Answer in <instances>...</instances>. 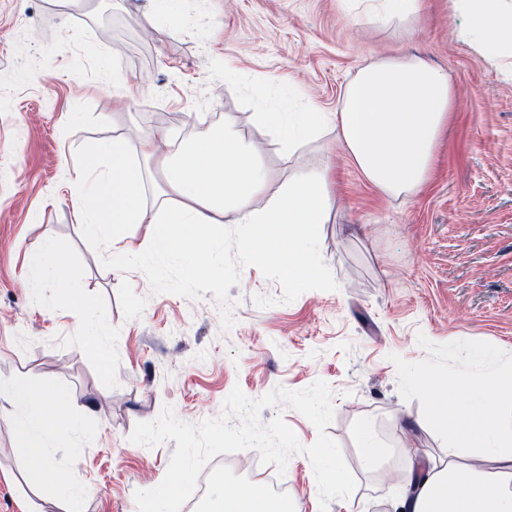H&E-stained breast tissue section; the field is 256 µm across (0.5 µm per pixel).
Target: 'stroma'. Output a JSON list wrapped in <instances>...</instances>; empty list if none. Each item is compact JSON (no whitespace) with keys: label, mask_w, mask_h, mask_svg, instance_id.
I'll list each match as a JSON object with an SVG mask.
<instances>
[{"label":"stroma","mask_w":512,"mask_h":512,"mask_svg":"<svg viewBox=\"0 0 512 512\" xmlns=\"http://www.w3.org/2000/svg\"><path fill=\"white\" fill-rule=\"evenodd\" d=\"M470 31L452 0H423L417 17L384 26L358 0H175L168 12L146 0H0V376H38L90 405L77 451H56L87 489V512H138L135 492L162 481L176 443H132L136 423L169 406L200 424L236 387L258 399L329 385L327 433L357 486L328 505L304 452L316 428L283 403L261 412L302 446L285 470L299 512L388 507L412 456L447 455L414 376L512 367V51ZM409 54L446 69L456 88L420 191L396 198L368 184L332 129L301 152L334 179L329 219L315 227L321 279L292 287L247 258V224L221 228L224 275L209 283L175 263H125L111 235L80 234L72 179L88 145L133 124L188 141L231 120L269 172L261 207L294 162L259 113L336 111L360 67ZM47 238L66 243L89 313L110 326L111 370L81 347L58 281L28 271L29 250ZM256 456H215L209 485L247 482Z\"/></svg>","instance_id":"1"}]
</instances>
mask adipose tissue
I'll return each instance as SVG.
<instances>
[{
	"mask_svg": "<svg viewBox=\"0 0 512 512\" xmlns=\"http://www.w3.org/2000/svg\"><path fill=\"white\" fill-rule=\"evenodd\" d=\"M479 36L512 45V7L502 0H460ZM455 90L446 70L418 56L382 57L349 81L334 113L310 107L301 112H263L259 121L281 149L295 154L333 127L362 177L391 196L408 195L428 180L439 138L448 126ZM159 164L165 188L159 206H148L145 189L151 164ZM269 174L254 143L233 124L191 144L165 129L144 135L137 128L111 141L96 142L75 169L80 185L74 210L88 236L111 228L130 260L172 261L198 280L222 277L212 260L218 226L251 224L242 243L248 254L279 267L289 285L321 275L314 249L315 225L324 223L333 198L330 169L296 166L285 190L269 205L255 207ZM148 225L139 245L125 241V229ZM28 269L61 281L58 305L76 308L67 287L66 246L44 240L28 254ZM433 405L435 427L448 435V450L465 449L468 464L419 463L394 512H512V417L490 413L493 398L512 395V369L490 377L421 379ZM0 418L12 432V448L34 483L36 512H85L86 493L55 465L56 448L73 444L82 432L75 400L63 387L31 375L0 378ZM271 506L252 484L211 501L208 512H289Z\"/></svg>",
	"mask_w": 512,
	"mask_h": 512,
	"instance_id": "obj_1",
	"label": "adipose tissue"
}]
</instances>
